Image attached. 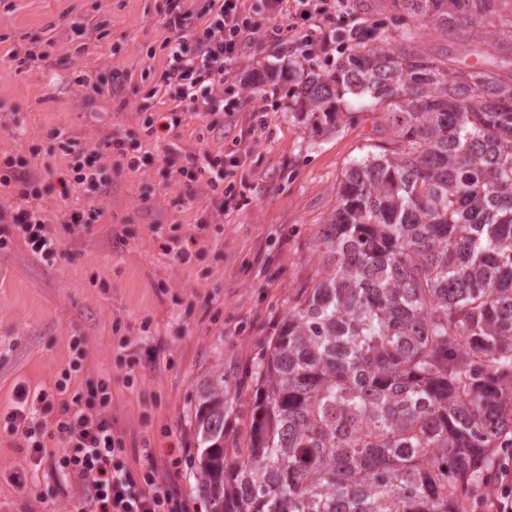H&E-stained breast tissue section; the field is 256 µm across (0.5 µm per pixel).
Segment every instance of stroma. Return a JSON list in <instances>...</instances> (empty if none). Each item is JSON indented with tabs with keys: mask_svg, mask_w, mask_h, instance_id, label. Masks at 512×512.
<instances>
[{
	"mask_svg": "<svg viewBox=\"0 0 512 512\" xmlns=\"http://www.w3.org/2000/svg\"><path fill=\"white\" fill-rule=\"evenodd\" d=\"M169 7V0H0V176L5 157H21L35 187L25 196L21 185H0V235L8 240L0 249V512H71L81 493L51 457L30 461L5 428L18 387L50 390L62 379L92 406L98 382H106V416L126 442L127 468L162 469L171 451L184 449L175 480L192 495L199 383L223 367L235 425L248 430L252 367L291 300L317 276L313 238L336 206L341 174L390 138L378 110L314 137L289 111L288 90L308 72L307 60L263 35L236 71V89L248 99L237 127L225 129L220 112L184 111L170 130L147 136L145 116L170 107L153 93L171 37ZM356 18L384 25L393 44L406 30L393 0H350L336 26ZM414 34L418 50L447 60L449 71L512 72L510 25L495 22L492 34L473 41L432 25ZM28 51L43 62L18 67L12 53ZM80 76L107 92L86 97ZM259 108L267 128L245 142V185L217 212L210 192H188L176 169L200 149L229 148ZM210 123L219 133L200 141ZM58 131L97 147L91 165L107 181L96 192L60 196L70 158ZM116 138L137 166L118 162L109 147ZM24 209L50 222L57 263L41 261L11 224ZM72 210L84 220L74 229L63 222ZM77 340L85 356L74 372Z\"/></svg>",
	"mask_w": 512,
	"mask_h": 512,
	"instance_id": "35a3bbf8",
	"label": "stroma"
}]
</instances>
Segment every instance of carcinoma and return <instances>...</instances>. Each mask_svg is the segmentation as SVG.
Segmentation results:
<instances>
[{"instance_id": "1", "label": "carcinoma", "mask_w": 512, "mask_h": 512, "mask_svg": "<svg viewBox=\"0 0 512 512\" xmlns=\"http://www.w3.org/2000/svg\"><path fill=\"white\" fill-rule=\"evenodd\" d=\"M512 0H394L481 38ZM371 29L292 89L317 136L385 111L316 233L322 267L253 366L246 447L224 370L192 419L208 512H468L512 438V78L458 71Z\"/></svg>"}]
</instances>
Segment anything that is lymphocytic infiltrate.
Here are the masks:
<instances>
[{
	"label": "lymphocytic infiltrate",
	"instance_id": "1",
	"mask_svg": "<svg viewBox=\"0 0 512 512\" xmlns=\"http://www.w3.org/2000/svg\"><path fill=\"white\" fill-rule=\"evenodd\" d=\"M197 13L180 6L170 8L164 24L173 38L167 44L168 55L160 75L159 88L177 107L195 112H225L234 115L243 110L239 94L225 95L224 85L260 28L247 13L244 0H200ZM273 24L268 32L278 42L300 36L303 55L314 58L327 53L331 39L329 25L337 12L347 9L349 0H260ZM202 19L201 28H191L190 17ZM60 148L71 158L69 178L61 180L62 196H70L82 187H95L100 176L87 163L90 150L71 138H63ZM243 158L239 150L191 155L188 166L179 168L188 187L205 184L221 192L226 201L237 195V170ZM26 245L45 263H55L59 251L52 228L39 212L22 211L14 219ZM66 383H56L54 391L30 392L18 388L16 402L5 417L7 430L18 435L32 460L53 454L55 467L66 480L82 488L77 512H196L193 499L182 497L167 477L147 469L142 477L120 465L126 443L112 429L104 415L110 404L102 397L99 408L72 409L68 403H56ZM55 430L62 445L48 449L45 436Z\"/></svg>",
	"mask_w": 512,
	"mask_h": 512
}]
</instances>
